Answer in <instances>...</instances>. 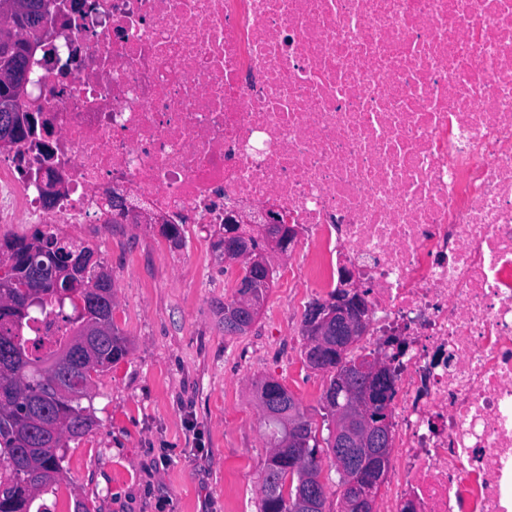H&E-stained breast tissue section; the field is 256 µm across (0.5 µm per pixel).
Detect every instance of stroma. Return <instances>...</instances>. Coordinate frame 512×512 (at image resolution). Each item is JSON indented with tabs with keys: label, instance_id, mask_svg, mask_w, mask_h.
Returning a JSON list of instances; mask_svg holds the SVG:
<instances>
[{
	"label": "stroma",
	"instance_id": "stroma-1",
	"mask_svg": "<svg viewBox=\"0 0 512 512\" xmlns=\"http://www.w3.org/2000/svg\"><path fill=\"white\" fill-rule=\"evenodd\" d=\"M174 246L157 224L63 235L95 252L112 277L113 320L127 356L95 376L84 398L95 420L70 441L63 479L42 512H259L269 448L256 384L272 377L325 436V373L304 363L308 305L269 288L243 334L224 332V258L210 227L185 224Z\"/></svg>",
	"mask_w": 512,
	"mask_h": 512
}]
</instances>
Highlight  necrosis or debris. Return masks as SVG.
Masks as SVG:
<instances>
[{
  "label": "necrosis or debris",
  "instance_id": "necrosis-or-debris-1",
  "mask_svg": "<svg viewBox=\"0 0 512 512\" xmlns=\"http://www.w3.org/2000/svg\"><path fill=\"white\" fill-rule=\"evenodd\" d=\"M0 151V227L303 232L395 372L378 512H512V0H47ZM57 181L45 206L35 172ZM125 195V210L108 194Z\"/></svg>",
  "mask_w": 512,
  "mask_h": 512
}]
</instances>
